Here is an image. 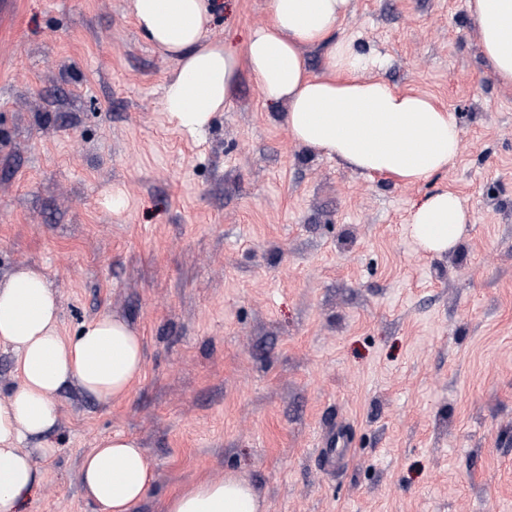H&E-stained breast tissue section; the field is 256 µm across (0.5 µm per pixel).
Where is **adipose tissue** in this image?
Listing matches in <instances>:
<instances>
[{
    "mask_svg": "<svg viewBox=\"0 0 512 512\" xmlns=\"http://www.w3.org/2000/svg\"><path fill=\"white\" fill-rule=\"evenodd\" d=\"M350 0H271L269 21L250 32L243 50L211 39L212 0H131L138 29L172 58L162 107L176 129L200 133L230 105L248 77L268 106L284 107L293 141L370 175L414 184L447 170L461 148L448 110L428 97L364 77L365 56L336 36ZM483 51L498 80L512 84V0H467ZM327 49L324 71L311 72L306 49ZM457 195L436 192L414 206L405 232L423 251L454 249L467 232ZM59 302L41 270L18 267L0 283V343L12 348L18 387L0 393V512H20L41 483L34 460L54 456L25 440L52 431L55 399L73 384L109 403L125 398L144 371L143 339L126 319L104 314L73 336H61ZM155 481L154 466L136 438L101 439L81 461V485L97 512H133ZM161 512H266L265 500L234 473L185 485Z\"/></svg>",
    "mask_w": 512,
    "mask_h": 512,
    "instance_id": "ef3b65f1",
    "label": "adipose tissue"
}]
</instances>
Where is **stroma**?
<instances>
[{
    "label": "stroma",
    "mask_w": 512,
    "mask_h": 512,
    "mask_svg": "<svg viewBox=\"0 0 512 512\" xmlns=\"http://www.w3.org/2000/svg\"><path fill=\"white\" fill-rule=\"evenodd\" d=\"M270 15L214 0L211 37L243 48ZM336 35L453 112L447 171L367 178L295 143L246 78L203 134L178 132L174 64L130 0H0V280L42 268L63 335L112 312L145 355L125 399L58 393L22 512H95L81 460L116 433L155 467L134 512L227 472L268 512H512V85L466 0H352ZM442 190L469 224L434 255L403 226ZM333 427L349 444L327 471Z\"/></svg>",
    "instance_id": "stroma-1"
}]
</instances>
